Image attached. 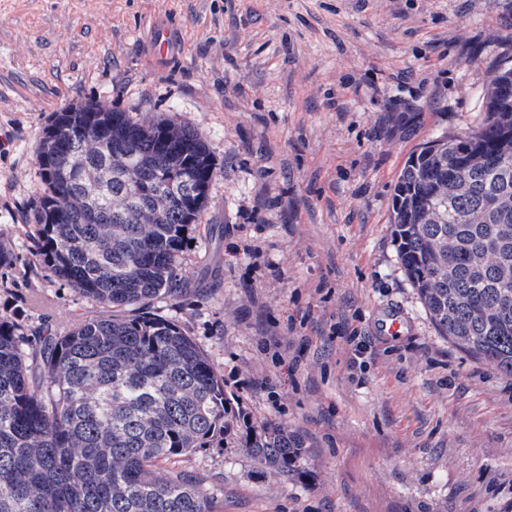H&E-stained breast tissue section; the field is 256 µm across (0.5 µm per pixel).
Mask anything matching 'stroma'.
Segmentation results:
<instances>
[{"label": "stroma", "instance_id": "35a3bbf8", "mask_svg": "<svg viewBox=\"0 0 512 512\" xmlns=\"http://www.w3.org/2000/svg\"><path fill=\"white\" fill-rule=\"evenodd\" d=\"M156 20L175 29L163 62ZM507 58L512 0H0V317L32 354L112 313L33 268L56 114L104 101L189 126L215 175L175 288L147 310L210 358L231 412L162 473L193 470L223 512H512V378L438 336L392 224L410 153L477 126ZM392 306L412 330L384 341ZM355 327L371 347L353 373ZM246 417L303 440L295 475L244 452Z\"/></svg>", "mask_w": 512, "mask_h": 512}]
</instances>
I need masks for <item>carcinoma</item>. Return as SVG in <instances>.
<instances>
[{
    "mask_svg": "<svg viewBox=\"0 0 512 512\" xmlns=\"http://www.w3.org/2000/svg\"><path fill=\"white\" fill-rule=\"evenodd\" d=\"M99 102L60 113L40 144L35 260L89 300L144 307L170 293L214 164L205 139ZM512 66L475 128L406 160L392 209L398 256L439 335L512 378ZM224 378L176 323L89 318L28 362L0 319V512H218L211 486L165 461L224 433ZM244 451L288 474L303 441L266 427Z\"/></svg>",
    "mask_w": 512,
    "mask_h": 512,
    "instance_id": "cac0c4a2",
    "label": "carcinoma"
}]
</instances>
